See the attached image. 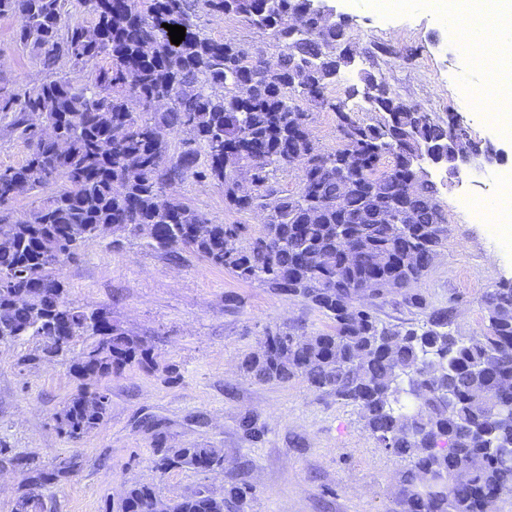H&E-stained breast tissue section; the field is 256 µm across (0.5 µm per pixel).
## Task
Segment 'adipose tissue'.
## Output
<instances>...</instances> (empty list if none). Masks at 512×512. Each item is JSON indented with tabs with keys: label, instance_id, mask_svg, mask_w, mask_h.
<instances>
[{
	"label": "adipose tissue",
	"instance_id": "ef3b65f1",
	"mask_svg": "<svg viewBox=\"0 0 512 512\" xmlns=\"http://www.w3.org/2000/svg\"><path fill=\"white\" fill-rule=\"evenodd\" d=\"M449 21L464 17V46L472 58L484 52L485 40H492L494 64L512 63V0H430Z\"/></svg>",
	"mask_w": 512,
	"mask_h": 512
}]
</instances>
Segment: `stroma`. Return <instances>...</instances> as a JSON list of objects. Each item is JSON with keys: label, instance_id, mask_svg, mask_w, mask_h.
<instances>
[{"label": "stroma", "instance_id": "stroma-1", "mask_svg": "<svg viewBox=\"0 0 512 512\" xmlns=\"http://www.w3.org/2000/svg\"><path fill=\"white\" fill-rule=\"evenodd\" d=\"M338 9L350 20L348 36L359 53L329 85L326 104H302L318 149L330 153L343 143L335 105L357 120L376 121L363 97L349 89L361 73L379 72L406 103L443 119L461 114L471 138L502 149L503 167L512 168V135L497 132L481 106L502 73L474 66L458 40L449 39L443 16L425 0L387 18L370 0H340ZM195 23L207 37L251 52L275 50L268 34L238 17L220 20L201 12ZM17 25L15 18L0 17V78L19 89L34 68L15 45ZM378 43L394 46L395 54L370 57ZM429 178L448 219V239L415 290L428 305L453 307L454 330L471 336L483 326V295L512 281V250L501 247L489 225L459 209L457 200L464 193L491 209L498 191L443 168H430ZM175 193L217 223L244 224L252 234L261 227V216L226 208L218 181L189 179ZM63 279L75 305L104 312L145 339L157 367L134 365L89 381V388L108 389L109 415L91 434L71 441L54 426L55 414L81 385L69 359L36 360L32 341L0 344V444L43 465L76 464L67 482L43 490L50 512H105L137 481L155 485L164 499L197 489L219 495L229 483L243 484L250 492L236 512H400L397 478L408 463L380 447L359 407L299 378L265 384L240 370L243 356L258 348L268 330L294 324L325 332L332 325L325 315L192 253L175 260L141 240L120 247L108 238L89 241L65 266ZM246 415L254 417L259 437L241 429ZM160 433L173 448L222 449L223 471L159 474L153 450Z\"/></svg>", "mask_w": 512, "mask_h": 512}]
</instances>
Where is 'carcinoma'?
<instances>
[{
    "label": "carcinoma",
    "mask_w": 512,
    "mask_h": 512,
    "mask_svg": "<svg viewBox=\"0 0 512 512\" xmlns=\"http://www.w3.org/2000/svg\"><path fill=\"white\" fill-rule=\"evenodd\" d=\"M89 19L73 14V4ZM304 0H0V17L18 21L16 43L39 67L40 80L19 91L0 81V121L28 147L18 167L0 168V340L32 338L39 359L63 356L82 336L94 341L73 365L77 379L106 378L132 364L152 369L143 339L64 294L61 274L99 226L143 239L173 257L187 250L244 282L302 299L333 322L330 333L286 327L266 333L244 356L243 372L261 383L301 377L359 407L376 441L409 461L399 477L401 512H493L512 494V282L484 296L481 332L456 336L451 308H428L417 284L447 234L438 189L429 179L409 188V155L442 143L451 121L418 122L420 108L390 94L371 111L374 124L344 107L336 118L342 148L319 152L306 113L290 94L311 102L353 59L341 51L336 24L303 13ZM234 15L275 42L269 56L209 38L194 18ZM302 17L296 35L289 19ZM185 28L175 45L162 24ZM54 129L38 135L31 114ZM184 133L183 149L171 152ZM206 169H199L200 158ZM389 167H384L386 158ZM300 166L301 188L285 195L274 173ZM211 177L224 183L225 206L268 211L255 235L244 224H217L176 196L173 182ZM351 187L340 193L338 178ZM41 194L21 213L16 186ZM403 224H387L396 206ZM346 237V247L338 233ZM64 241V260L40 250ZM399 298L427 311L426 328L381 323L374 301ZM418 387L413 407L402 396ZM110 407L107 390L83 388L55 415L60 434L76 441L95 431ZM0 460L25 473L19 512H46L38 490L66 482L72 463L37 466L0 446ZM154 466L224 470L214 448H168L158 438ZM243 485L221 495L199 489L171 500V512H224L242 504ZM149 483L124 490L117 512H155Z\"/></svg>",
    "instance_id": "cac0c4a2"
}]
</instances>
